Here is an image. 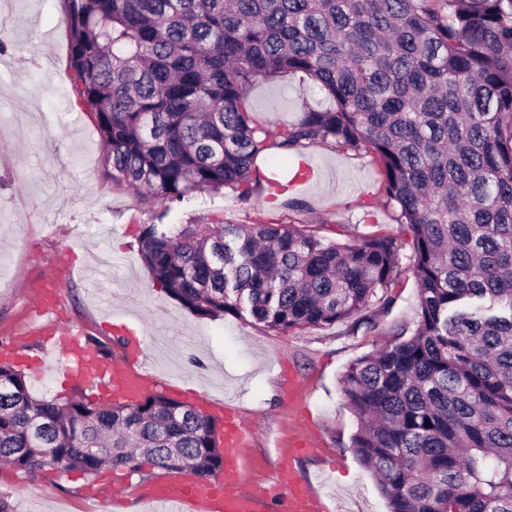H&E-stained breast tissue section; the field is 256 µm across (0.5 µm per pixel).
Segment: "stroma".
Returning <instances> with one entry per match:
<instances>
[{
	"label": "stroma",
	"instance_id": "obj_1",
	"mask_svg": "<svg viewBox=\"0 0 512 512\" xmlns=\"http://www.w3.org/2000/svg\"><path fill=\"white\" fill-rule=\"evenodd\" d=\"M69 29L63 0H0V361L20 365L35 395L85 392L73 359L45 351L34 304L47 293L63 324L106 345L115 361L139 353L158 390L202 411L221 404L251 434L241 462L252 488L291 464L325 512H388L350 447L357 422L342 395L347 365L414 318L417 287L406 276L375 328L334 325L277 333L233 317L204 318L154 283L138 237L152 212L103 174L93 114L70 93ZM251 117L270 134L304 108L330 102L302 73L253 85ZM317 178L249 200L203 192L173 209L169 224H300L340 242L348 230L395 235L399 211L382 194L371 154L328 146L304 151ZM160 472L0 467V497L12 512H151L144 494Z\"/></svg>",
	"mask_w": 512,
	"mask_h": 512
}]
</instances>
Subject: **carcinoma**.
<instances>
[{"label":"carcinoma","instance_id":"obj_1","mask_svg":"<svg viewBox=\"0 0 512 512\" xmlns=\"http://www.w3.org/2000/svg\"><path fill=\"white\" fill-rule=\"evenodd\" d=\"M72 89L108 179L161 207L142 261L202 317L275 332L372 329L402 282L391 235L296 224H164L172 206L266 182L318 145L374 156L399 209L416 319L342 377L352 448L389 512H512V0H64ZM300 72L333 101L273 137L258 79ZM219 420L162 393L109 404L35 395L0 363V463L224 469Z\"/></svg>","mask_w":512,"mask_h":512}]
</instances>
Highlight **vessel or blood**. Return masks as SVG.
Masks as SVG:
<instances>
[{
	"label": "vessel or blood",
	"instance_id": "vessel-or-blood-1",
	"mask_svg": "<svg viewBox=\"0 0 512 512\" xmlns=\"http://www.w3.org/2000/svg\"><path fill=\"white\" fill-rule=\"evenodd\" d=\"M88 379L110 385L115 396L129 397L153 386L146 374L118 369L95 351L79 347L72 353ZM244 432L238 425L224 430V474L220 483L206 480L188 482L174 476L161 483L152 494L154 512H255V496L245 490L247 478L236 464ZM281 512H316V498L292 467L280 469L270 489Z\"/></svg>",
	"mask_w": 512,
	"mask_h": 512
}]
</instances>
